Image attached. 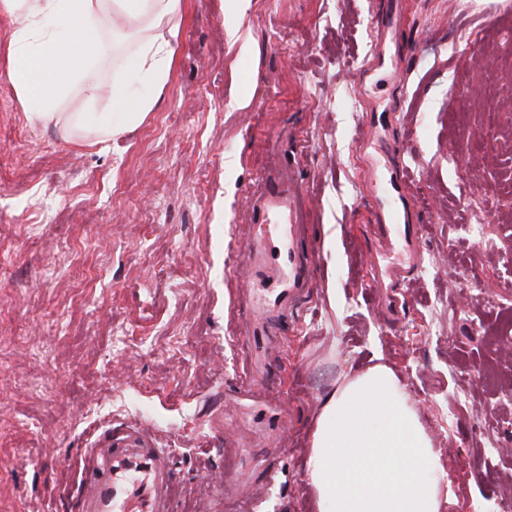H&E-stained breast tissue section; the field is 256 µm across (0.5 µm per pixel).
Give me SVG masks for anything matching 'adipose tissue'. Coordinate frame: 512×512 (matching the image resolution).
Wrapping results in <instances>:
<instances>
[{
    "label": "adipose tissue",
    "mask_w": 512,
    "mask_h": 512,
    "mask_svg": "<svg viewBox=\"0 0 512 512\" xmlns=\"http://www.w3.org/2000/svg\"><path fill=\"white\" fill-rule=\"evenodd\" d=\"M14 19L7 78L29 119L88 145L122 135L157 106L174 57L182 0H0ZM122 68L101 65L126 42ZM107 112H63L73 89ZM317 512H442L452 499L441 452L405 386L378 364L318 398L306 460Z\"/></svg>",
    "instance_id": "adipose-tissue-1"
}]
</instances>
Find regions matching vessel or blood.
Masks as SVG:
<instances>
[{
    "label": "vessel or blood",
    "mask_w": 512,
    "mask_h": 512,
    "mask_svg": "<svg viewBox=\"0 0 512 512\" xmlns=\"http://www.w3.org/2000/svg\"><path fill=\"white\" fill-rule=\"evenodd\" d=\"M405 150V144L381 140L370 161L376 193L364 206L373 215L367 231L377 245L376 285L380 288L400 287L406 275L416 270L425 233L414 199L404 193L413 173L390 161L391 155ZM297 200L296 188L268 180L255 204L261 221L253 227L247 269L251 294L247 314L253 328L246 339L239 382L247 397L257 383L265 321L299 300L307 284L306 268L297 256ZM78 468V512H170V454L155 447L138 424L103 431L85 449Z\"/></svg>",
    "instance_id": "obj_1"
}]
</instances>
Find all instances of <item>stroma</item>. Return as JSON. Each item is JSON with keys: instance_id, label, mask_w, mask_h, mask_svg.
<instances>
[{"instance_id": "stroma-1", "label": "stroma", "mask_w": 512, "mask_h": 512, "mask_svg": "<svg viewBox=\"0 0 512 512\" xmlns=\"http://www.w3.org/2000/svg\"><path fill=\"white\" fill-rule=\"evenodd\" d=\"M229 2L182 0L158 108L92 147L29 121L0 12V512H76L80 450L125 422L170 449L171 512H236L227 481L250 493L269 463L268 512H314L316 399L378 359L460 476L443 512L512 500V345L488 348L512 313V5L402 0L398 73L367 91L371 21L392 0ZM368 112L390 139L416 128L405 191L428 232L397 318L347 233L368 220ZM267 175L300 188L316 266L266 326L261 392L234 410L229 340L250 331L238 308Z\"/></svg>"}]
</instances>
